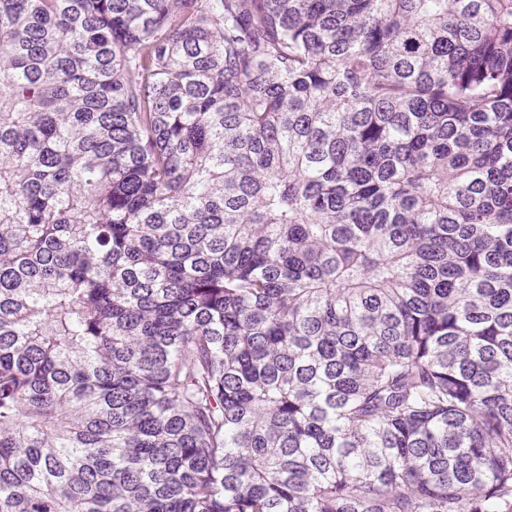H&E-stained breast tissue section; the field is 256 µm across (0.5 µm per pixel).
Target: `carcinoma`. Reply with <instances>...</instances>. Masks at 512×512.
<instances>
[{
    "label": "carcinoma",
    "instance_id": "1",
    "mask_svg": "<svg viewBox=\"0 0 512 512\" xmlns=\"http://www.w3.org/2000/svg\"><path fill=\"white\" fill-rule=\"evenodd\" d=\"M0 512H512V0H0Z\"/></svg>",
    "mask_w": 512,
    "mask_h": 512
}]
</instances>
